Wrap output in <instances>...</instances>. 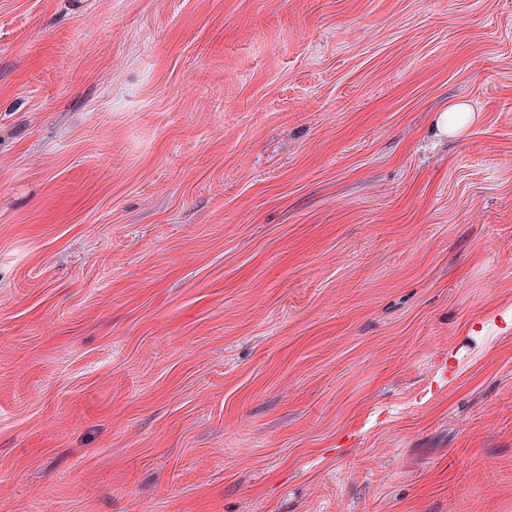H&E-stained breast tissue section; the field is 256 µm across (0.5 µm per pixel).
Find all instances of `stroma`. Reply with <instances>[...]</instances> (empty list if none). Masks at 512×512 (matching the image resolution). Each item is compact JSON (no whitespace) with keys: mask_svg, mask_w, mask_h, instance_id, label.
I'll list each match as a JSON object with an SVG mask.
<instances>
[{"mask_svg":"<svg viewBox=\"0 0 512 512\" xmlns=\"http://www.w3.org/2000/svg\"><path fill=\"white\" fill-rule=\"evenodd\" d=\"M0 512H512V0H0Z\"/></svg>","mask_w":512,"mask_h":512,"instance_id":"obj_1","label":"stroma"}]
</instances>
